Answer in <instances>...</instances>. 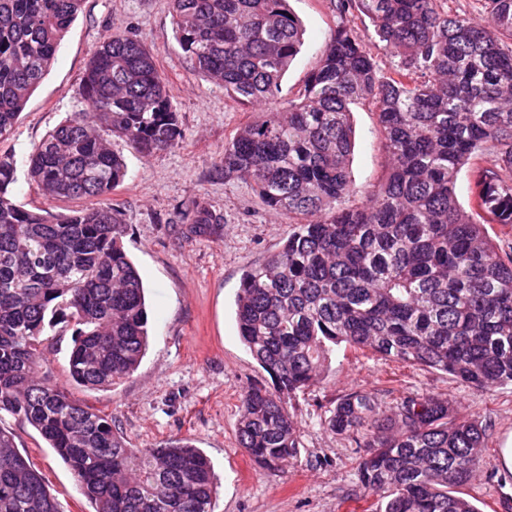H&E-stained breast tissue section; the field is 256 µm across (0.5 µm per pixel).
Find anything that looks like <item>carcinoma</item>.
<instances>
[{
    "mask_svg": "<svg viewBox=\"0 0 512 512\" xmlns=\"http://www.w3.org/2000/svg\"><path fill=\"white\" fill-rule=\"evenodd\" d=\"M84 0H0V143L49 72ZM336 0L339 22L303 88L277 101L303 46L288 0H171L191 65L259 116L224 144V179L302 217L246 268L238 333L268 375L241 397L239 446L277 471L299 454L287 401L322 379L339 345L423 366L480 389L512 385V256L486 225L512 226V0ZM399 58L382 73L353 13ZM81 108L24 162L49 200L101 199L54 214L16 200L18 159L0 152V416L31 425L72 471L93 512H213L204 453L183 439L133 448L71 397L130 377L149 344L145 289L111 195L126 176L110 138L142 156L181 137L171 91L146 45L108 34L87 63ZM377 109L389 165L356 199L351 105ZM469 208L458 202L464 166ZM71 331L64 381L40 375L45 328ZM321 424L359 448L368 512H482L452 488L477 472L486 427L433 394L380 414L373 393L339 397ZM0 512H59L42 475L0 428Z\"/></svg>",
    "mask_w": 512,
    "mask_h": 512,
    "instance_id": "cac0c4a2",
    "label": "carcinoma"
}]
</instances>
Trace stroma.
<instances>
[{
	"mask_svg": "<svg viewBox=\"0 0 512 512\" xmlns=\"http://www.w3.org/2000/svg\"><path fill=\"white\" fill-rule=\"evenodd\" d=\"M289 6L305 34L281 84L283 101L316 67L337 21L335 0H289ZM115 31L135 33L150 49L171 90L182 137L176 147L148 157L112 141L128 166L112 199L123 212L129 228L124 246L146 288L150 344L129 379L108 390L77 389L74 397L112 418L134 447L185 438L202 449L218 479L214 512H364L365 503L353 500L356 445L323 428L321 416L354 390L372 392L383 410L405 395L434 393L487 426L477 475L459 487V496L481 512H512V479L500 463L512 437V386L477 389L368 351L337 347L322 381L291 400L300 426L297 459L267 471L240 448V396L248 386L266 383L267 375L238 336L236 295L243 270L276 252L290 226L248 184L221 173L225 142L256 113L192 68L174 37L169 0H84L8 146L23 154L73 111L90 56ZM352 121L349 176L365 192L383 179L388 160L375 107L353 105ZM200 204L218 217L203 233L190 224ZM0 428L14 434L20 453L43 474L60 512H90L69 468L31 426L5 415Z\"/></svg>",
	"mask_w": 512,
	"mask_h": 512,
	"instance_id": "35a3bbf8",
	"label": "stroma"
}]
</instances>
